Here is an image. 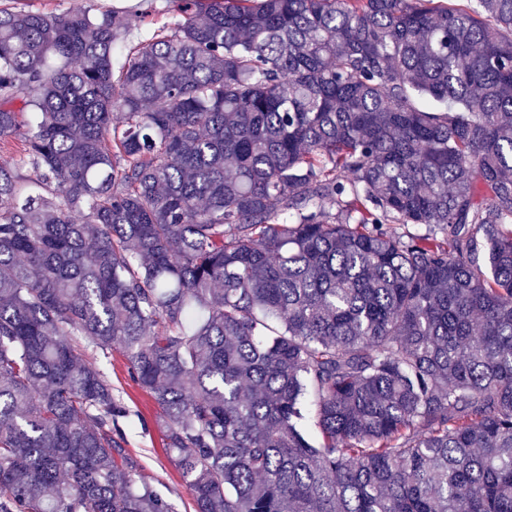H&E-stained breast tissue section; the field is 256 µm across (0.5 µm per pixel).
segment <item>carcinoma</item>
Segmentation results:
<instances>
[{
    "label": "carcinoma",
    "instance_id": "cac0c4a2",
    "mask_svg": "<svg viewBox=\"0 0 512 512\" xmlns=\"http://www.w3.org/2000/svg\"><path fill=\"white\" fill-rule=\"evenodd\" d=\"M164 15L0 8V512H172L86 341L194 512H512V0ZM85 358L98 367L112 383L113 394L127 408V416L119 419L123 446L137 461L138 472L171 503L174 512H193V498L179 471L170 462L164 437L157 426V406L151 395L130 376L124 353L114 349L106 356L91 345Z\"/></svg>",
    "mask_w": 512,
    "mask_h": 512
}]
</instances>
